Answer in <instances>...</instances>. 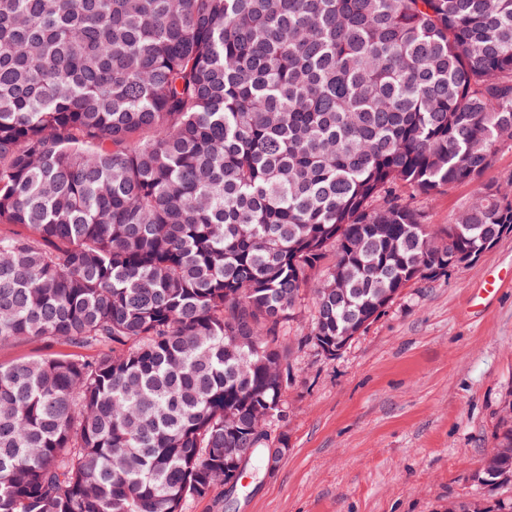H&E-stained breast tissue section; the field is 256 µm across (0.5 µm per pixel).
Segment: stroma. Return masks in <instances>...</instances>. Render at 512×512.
<instances>
[{
	"instance_id": "1",
	"label": "stroma",
	"mask_w": 512,
	"mask_h": 512,
	"mask_svg": "<svg viewBox=\"0 0 512 512\" xmlns=\"http://www.w3.org/2000/svg\"><path fill=\"white\" fill-rule=\"evenodd\" d=\"M480 184L417 204L447 224ZM511 271L506 235L476 263L412 282L335 358L294 349L287 416L268 425L282 460L185 512H446L475 496L512 399V283L477 290Z\"/></svg>"
}]
</instances>
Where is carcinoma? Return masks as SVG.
Here are the masks:
<instances>
[{"mask_svg": "<svg viewBox=\"0 0 512 512\" xmlns=\"http://www.w3.org/2000/svg\"><path fill=\"white\" fill-rule=\"evenodd\" d=\"M504 145L512 0H0V344L95 351L0 364V512H184L266 465L285 328L334 357L512 224V177L458 232L410 201Z\"/></svg>", "mask_w": 512, "mask_h": 512, "instance_id": "obj_1", "label": "carcinoma"}]
</instances>
